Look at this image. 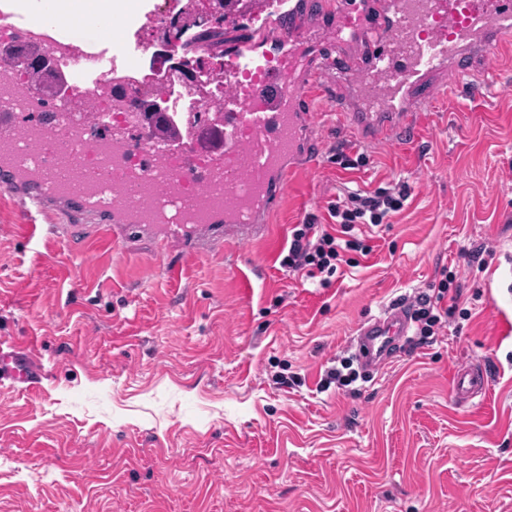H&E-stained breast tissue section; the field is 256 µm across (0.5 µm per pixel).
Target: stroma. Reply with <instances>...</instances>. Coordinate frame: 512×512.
Wrapping results in <instances>:
<instances>
[{
  "instance_id": "1",
  "label": "stroma",
  "mask_w": 512,
  "mask_h": 512,
  "mask_svg": "<svg viewBox=\"0 0 512 512\" xmlns=\"http://www.w3.org/2000/svg\"><path fill=\"white\" fill-rule=\"evenodd\" d=\"M320 139L272 245L29 241L0 215V339L45 370L39 389L0 388V512H512V43L404 139L364 150L333 123ZM398 179L403 211L331 287L281 268L306 214ZM444 274L462 294L431 343L318 391L366 318ZM465 361L487 388L462 405Z\"/></svg>"
}]
</instances>
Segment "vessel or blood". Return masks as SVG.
<instances>
[{"label":"vessel or blood","instance_id":"vessel-or-blood-1","mask_svg":"<svg viewBox=\"0 0 512 512\" xmlns=\"http://www.w3.org/2000/svg\"><path fill=\"white\" fill-rule=\"evenodd\" d=\"M46 0H0V24L38 45L73 89L45 102L0 77V205L29 235L45 226L134 238L154 232L162 249L219 250L273 234L267 217L289 190L288 177L314 167L322 115L310 93L322 80L360 140L383 143L413 130L420 87L458 84L488 74L512 37V0H337L324 21L311 0H249L237 21L247 29L224 55L221 93L190 89L211 108L206 126L192 113L169 119L173 140L154 138L139 113L113 124L91 120L90 96L112 91L127 108L145 92L149 54L142 34L156 23L153 0L112 3V46L100 33L47 18ZM87 155L69 166L79 184L61 189L56 161L64 150ZM412 323L395 304L357 330L356 356L376 371ZM43 365L29 345L0 341V386L28 391ZM475 364L457 370L453 393L467 404L483 394Z\"/></svg>","mask_w":512,"mask_h":512}]
</instances>
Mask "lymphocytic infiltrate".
<instances>
[{
  "mask_svg": "<svg viewBox=\"0 0 512 512\" xmlns=\"http://www.w3.org/2000/svg\"><path fill=\"white\" fill-rule=\"evenodd\" d=\"M409 195L408 184L400 181L391 188L351 192L342 199L329 202L326 220L309 215L302 223L293 226L287 252L280 260L281 267L318 280L321 287H330L337 264L346 253L365 256L372 250L369 238L354 236V229L360 225L376 227L383 224L391 214L403 209ZM459 298V288L453 287L447 278L430 284L428 292L420 295L418 306L412 312L417 327V345L427 344L443 323L453 317Z\"/></svg>",
  "mask_w": 512,
  "mask_h": 512,
  "instance_id": "obj_1",
  "label": "lymphocytic infiltrate"
}]
</instances>
